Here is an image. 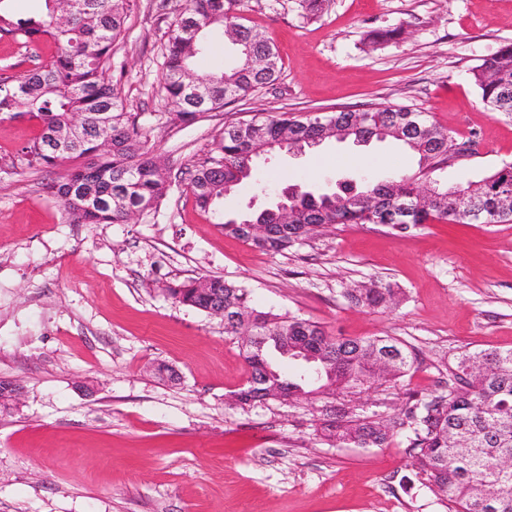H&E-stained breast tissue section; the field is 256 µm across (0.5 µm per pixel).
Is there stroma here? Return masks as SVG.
<instances>
[{
	"label": "stroma",
	"mask_w": 512,
	"mask_h": 512,
	"mask_svg": "<svg viewBox=\"0 0 512 512\" xmlns=\"http://www.w3.org/2000/svg\"><path fill=\"white\" fill-rule=\"evenodd\" d=\"M158 3L129 0L112 71L154 156L172 169L158 211L124 224L70 223L43 189L65 167L16 164L38 125L0 119V380L22 387L18 408L0 411V512H446L417 481L405 436L384 448L336 447L316 438L321 414L309 403L233 404L248 377L237 338L166 288L217 276L248 288L259 310L315 321L335 337L392 336L415 348L421 362L399 382L337 395V407L367 416L399 415L409 392L435 391L464 350L512 348V223L400 233L336 224L271 255L225 235L188 190L225 124L284 112H429L478 145L442 173L452 186L512 163V114L488 111L473 80L512 43V0H325L313 20L295 0H246L247 25L279 53L278 78L191 123L164 97L175 12ZM396 27L401 36L366 47L369 32ZM50 54L49 44L0 36V79ZM417 170L396 143L331 141L259 165L224 210L263 208L290 185ZM375 281L399 289L394 309L345 298Z\"/></svg>",
	"instance_id": "35a3bbf8"
}]
</instances>
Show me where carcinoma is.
<instances>
[{
	"label": "carcinoma",
	"mask_w": 512,
	"mask_h": 512,
	"mask_svg": "<svg viewBox=\"0 0 512 512\" xmlns=\"http://www.w3.org/2000/svg\"><path fill=\"white\" fill-rule=\"evenodd\" d=\"M0 0V32L20 35L27 43L46 41L53 47L49 60L13 82L0 80V117L28 116L37 121L38 136L18 152L29 169L59 167L88 157L90 162L70 169L63 180L47 185L60 199L67 218L76 224H124L127 213L157 211L172 183L149 147V136L136 117L125 111L109 72L112 48L123 31L126 0H44L45 12L17 17ZM244 0H183L166 33L162 88L172 112L181 121L220 110L247 97L277 78L279 56L258 30L242 23ZM235 34L232 62L201 74L197 59L209 40ZM481 99L493 113H512V44L500 47L473 70ZM360 123L350 112L295 116L285 112L247 123L224 126L215 143L217 156L197 165L189 191L202 211L212 213L224 233L267 253H282L309 226L333 224L511 223L512 215L496 208L500 195L512 188V163L476 182L457 187L480 195L482 216L469 218L448 211V185L428 205L403 207L418 195L421 176L444 171L448 160V132L421 110L403 105L362 112ZM384 127L388 140L409 150L418 173L396 175L362 186L377 197L374 210L365 211L340 192L307 188L288 202V223H279L277 206L252 211L240 218H224L220 203L225 191L253 176L256 160L286 152V138L351 139ZM270 226L269 234L252 240L242 222ZM175 301L214 314L213 299L236 318L224 320V333L237 336L252 325L259 340L241 342L250 380L234 392L244 408L278 400L286 392L296 402L312 403L328 392L368 390L374 384L397 383L416 368L417 351L392 336L332 337L322 326L291 314L256 309L248 289L220 277L191 279L167 288ZM351 302L370 309H391L398 291L385 283L345 291ZM304 352L318 356L320 379L309 381L280 375L260 382L272 354L290 357ZM407 428L406 454L422 486L432 491L448 512H512V472L499 468L512 456V349L466 351L448 365L444 391L411 393L403 416L370 419L343 413L322 419L316 436L330 445L357 444L381 448Z\"/></svg>",
	"instance_id": "cac0c4a2"
}]
</instances>
